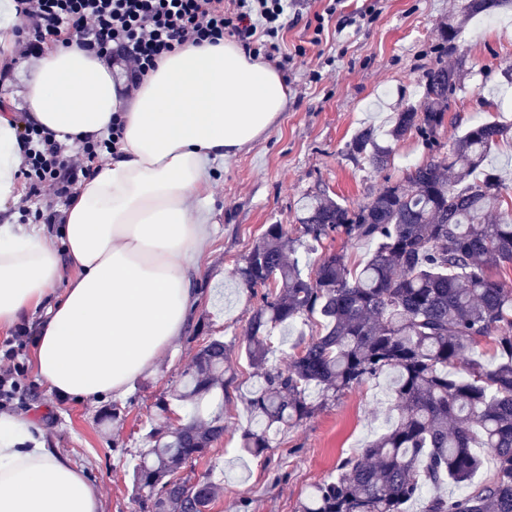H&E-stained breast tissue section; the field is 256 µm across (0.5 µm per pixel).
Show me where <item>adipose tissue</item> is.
<instances>
[{
  "instance_id": "adipose-tissue-1",
  "label": "adipose tissue",
  "mask_w": 512,
  "mask_h": 512,
  "mask_svg": "<svg viewBox=\"0 0 512 512\" xmlns=\"http://www.w3.org/2000/svg\"><path fill=\"white\" fill-rule=\"evenodd\" d=\"M19 78L23 108L60 144L108 136L116 112L123 136L118 154L64 208V252L37 225H0V325L44 309L34 353L50 391L121 397L179 340L198 301L214 164L276 125L288 85L233 39L182 45L127 99L111 67L74 40L21 65ZM22 156L15 125L0 115V204L17 189ZM66 259L78 274L59 296ZM99 507L80 467L33 435L30 422L0 413V512Z\"/></svg>"
}]
</instances>
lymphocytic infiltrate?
Masks as SVG:
<instances>
[{"mask_svg": "<svg viewBox=\"0 0 512 512\" xmlns=\"http://www.w3.org/2000/svg\"><path fill=\"white\" fill-rule=\"evenodd\" d=\"M28 35L17 41L22 58H39L48 44L78 38L88 49L136 83L159 60L186 44L219 43L234 36L243 43L275 37L288 0H20ZM15 124L24 146L19 175L44 208L35 220L59 224V199L71 198L83 179L96 174L116 153L123 134L120 116L104 138H88L65 152L52 133L20 115ZM34 329L20 323L0 341V408L27 407L35 395L28 380V349Z\"/></svg>", "mask_w": 512, "mask_h": 512, "instance_id": "lymphocytic-infiltrate-1", "label": "lymphocytic infiltrate"}]
</instances>
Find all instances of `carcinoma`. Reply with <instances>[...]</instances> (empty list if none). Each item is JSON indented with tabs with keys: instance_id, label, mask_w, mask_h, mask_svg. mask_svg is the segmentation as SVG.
<instances>
[{
	"instance_id": "cac0c4a2",
	"label": "carcinoma",
	"mask_w": 512,
	"mask_h": 512,
	"mask_svg": "<svg viewBox=\"0 0 512 512\" xmlns=\"http://www.w3.org/2000/svg\"><path fill=\"white\" fill-rule=\"evenodd\" d=\"M504 0H467L461 19L441 28L450 45L462 38L466 17ZM466 59L440 63L425 74L423 100L397 113L389 139L360 131L349 144L377 171L388 167L392 142L416 132L429 148L448 112ZM512 128L496 122L469 126L448 146L385 183L355 207L320 192L301 200L296 235L270 224L237 268L245 288H263L242 344L261 379L246 405L252 425L244 450L270 448L269 432L310 418L322 401L383 373L394 375L392 426L356 457L337 465L336 478L317 486L302 512H512V280L494 274L512 265V207L508 187L487 160ZM342 237L371 242L358 265L343 252L312 266L297 247ZM304 320L324 333L293 347L287 366L269 364L272 330ZM491 340L499 363L485 365L475 348ZM466 366L455 369L461 360ZM229 347L219 338L200 345L182 374L176 399L196 404L224 391ZM224 435L216 417L200 415L176 426L150 425L132 469L135 512H208L221 487L191 467ZM496 458L490 479L477 478L475 444ZM447 482L457 496L431 493Z\"/></svg>"
}]
</instances>
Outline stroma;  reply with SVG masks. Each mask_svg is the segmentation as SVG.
<instances>
[{
  "mask_svg": "<svg viewBox=\"0 0 512 512\" xmlns=\"http://www.w3.org/2000/svg\"><path fill=\"white\" fill-rule=\"evenodd\" d=\"M463 2L344 0L343 13L354 22L342 29L340 15L329 11L331 0H294L293 16L283 19L274 39L273 63L291 89L288 109L249 150L214 167L207 201L211 232L200 247L203 295L176 348L115 401L63 399L37 372L29 374L37 396L25 419L85 470L98 490L100 512H133L132 467L146 450L142 434L155 418L154 403L169 396L174 414L183 415L172 395L200 343L211 337L230 347L235 378L201 405L205 417L224 421L223 438L196 464L197 472L224 488L209 512H299L319 484L335 477L340 460L361 454L389 426L392 391L382 375L274 435L266 453L242 451L249 420L245 398L255 380L239 341L263 291L241 287L236 269L267 225L295 231L306 193L322 190L353 207L426 159L427 149L413 134L398 142L380 172L352 159L348 145L370 125L386 134L397 112L419 103L424 76L439 57L452 64L462 52L471 65L440 131L441 146L475 121L512 123V105L502 99L504 72L512 67V7L497 10L498 27L488 26L486 15L473 16L459 52L441 55V27ZM319 23L324 30L318 35Z\"/></svg>",
  "mask_w": 512,
  "mask_h": 512,
  "instance_id": "35a3bbf8",
  "label": "stroma"
}]
</instances>
